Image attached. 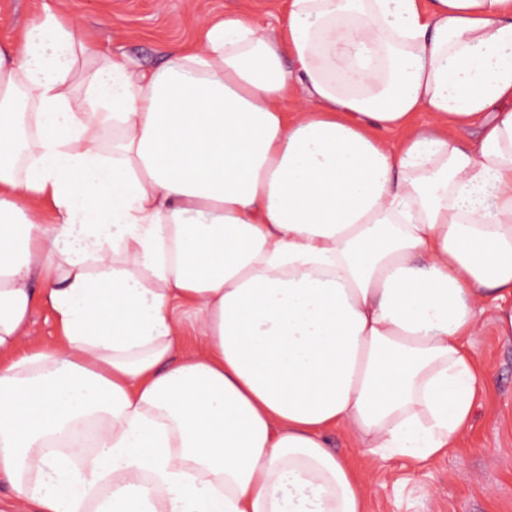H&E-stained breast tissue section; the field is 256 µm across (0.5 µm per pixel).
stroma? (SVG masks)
Returning a JSON list of instances; mask_svg holds the SVG:
<instances>
[{
    "label": "stroma",
    "mask_w": 512,
    "mask_h": 512,
    "mask_svg": "<svg viewBox=\"0 0 512 512\" xmlns=\"http://www.w3.org/2000/svg\"><path fill=\"white\" fill-rule=\"evenodd\" d=\"M47 0H0V42L15 38L43 14ZM79 18V38L117 57L153 69L169 58V45L192 37L202 18L230 10L254 12L279 25L285 0H60ZM496 311L486 308L484 327L471 342L491 370L469 428L453 448L417 463L392 456L371 460L349 434H331L336 453L364 481L369 512H512V338L500 336Z\"/></svg>",
    "instance_id": "35a3bbf8"
}]
</instances>
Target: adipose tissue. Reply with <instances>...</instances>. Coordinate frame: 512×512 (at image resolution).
I'll use <instances>...</instances> for the list:
<instances>
[{"label":"adipose tissue","mask_w":512,"mask_h":512,"mask_svg":"<svg viewBox=\"0 0 512 512\" xmlns=\"http://www.w3.org/2000/svg\"><path fill=\"white\" fill-rule=\"evenodd\" d=\"M78 26L0 45V477L27 512H366L328 433L452 447L485 301L512 334V0H288L151 71ZM57 339L58 330L52 310L46 302L37 298L31 312L28 336L22 346L48 344L55 342Z\"/></svg>","instance_id":"ef3b65f1"}]
</instances>
